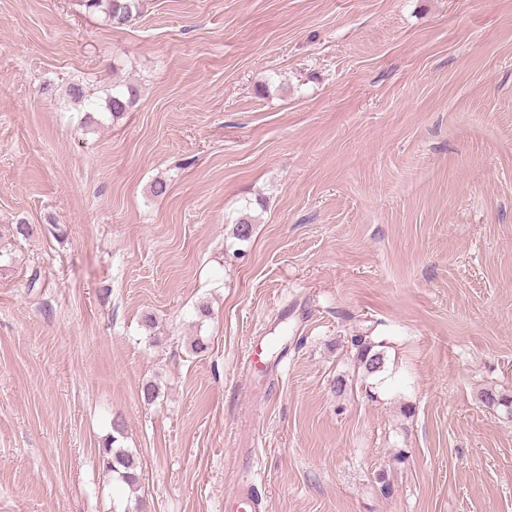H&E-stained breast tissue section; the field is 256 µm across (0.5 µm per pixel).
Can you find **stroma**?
<instances>
[{
	"label": "stroma",
	"mask_w": 512,
	"mask_h": 512,
	"mask_svg": "<svg viewBox=\"0 0 512 512\" xmlns=\"http://www.w3.org/2000/svg\"><path fill=\"white\" fill-rule=\"evenodd\" d=\"M486 389L512 394V0H141L120 28L0 0V512H225L246 460L262 512H512ZM136 100V90L131 86L121 88L113 85L112 95L109 96L106 109L112 115V118H118L132 108ZM356 349L357 360L366 376H370L382 371L385 365L384 351L377 349L381 345H376L369 336H354L351 340ZM117 441V437L112 435L105 441L103 448H99V458L102 466L107 472L117 474L129 486H134L139 481L137 463L126 449L114 448Z\"/></svg>",
	"instance_id": "35a3bbf8"
}]
</instances>
